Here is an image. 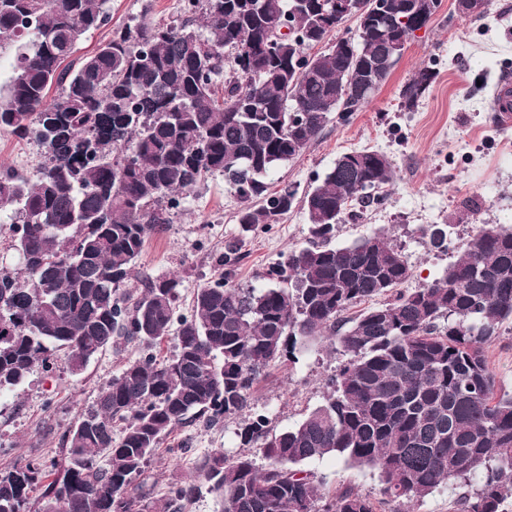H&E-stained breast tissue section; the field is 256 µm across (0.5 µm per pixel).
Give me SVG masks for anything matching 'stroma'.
Here are the masks:
<instances>
[{
  "label": "stroma",
  "mask_w": 512,
  "mask_h": 512,
  "mask_svg": "<svg viewBox=\"0 0 512 512\" xmlns=\"http://www.w3.org/2000/svg\"><path fill=\"white\" fill-rule=\"evenodd\" d=\"M426 64L434 65L437 78L417 106L405 108L402 89ZM507 71L512 73V0H489L477 18L460 15L455 0H442L373 99L349 122L331 118L299 156L268 176L269 188L289 185L301 198L341 154L361 149L385 154L395 179L384 191V203L368 207L358 220L344 216L333 242L346 245L385 231L414 270L409 287L439 278L476 227L512 226V125L494 122L491 112L498 80ZM242 206L223 176L198 184L172 224L147 239L126 290L141 291L148 278L177 276V310L188 312L195 291L213 279L219 257L232 242L240 243L243 254L233 281L244 288L269 286V268L288 251L307 246L306 216L297 207L279 223L246 232L237 222ZM431 224L448 225L447 250L432 249L422 238L421 227ZM140 350L136 343L109 348L78 373L71 371L66 352L59 351L51 369L34 368L21 384L0 393V470L33 458L62 461L70 427ZM343 360L340 351L320 339L297 347L290 358L267 369L256 393V411L268 416L273 431L296 426L321 403L323 379ZM242 424L239 417L212 427L197 422L165 437L145 472L151 497L162 498L172 484L192 478L202 491L188 512H221L220 499L203 487L198 463L216 449L239 453ZM306 468L324 491L369 495L378 501V512H451L458 493L443 486L408 505L384 499L372 468L331 456L311 460Z\"/></svg>",
  "instance_id": "obj_1"
}]
</instances>
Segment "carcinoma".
<instances>
[{"label": "carcinoma", "mask_w": 512, "mask_h": 512, "mask_svg": "<svg viewBox=\"0 0 512 512\" xmlns=\"http://www.w3.org/2000/svg\"><path fill=\"white\" fill-rule=\"evenodd\" d=\"M108 2L0 0V45L18 44L0 86V132L44 156L29 174L0 168V216L20 265L0 269V391L59 350L78 372L121 339L143 349L69 430L62 463L34 458L0 471V512H25L37 486L45 512H182L200 494L194 481L159 500L146 490L163 438L243 414L270 363L324 336L348 359L326 379L321 404L279 433L264 414L244 420L241 444H260L268 466L220 449L199 462L222 512H376L369 496H331L301 468L325 456L378 470L393 500L455 484L456 512H504L512 396L497 393L485 348L512 322V230L479 226L441 277L401 289L413 271L387 234L331 245L346 211L384 201L379 190L394 181L386 155L345 153L306 194L309 243L268 271L280 285L233 284L231 246L187 316L177 315L174 277L147 281L132 302L121 292L146 238L209 176H224L243 200L246 231L292 209L295 190L271 192L265 178L350 98L361 108L387 80L396 62L385 60L382 25L368 17L361 46L340 36L315 53L338 28L321 24L331 0H183L182 20L166 25L144 0L135 23L74 57L108 25ZM389 2L398 15L414 9L406 38L430 22L424 0ZM435 76L429 66L414 73L407 108ZM447 228L421 234L445 249L436 230ZM171 334L176 352L162 358L153 347Z\"/></svg>", "instance_id": "obj_1"}]
</instances>
